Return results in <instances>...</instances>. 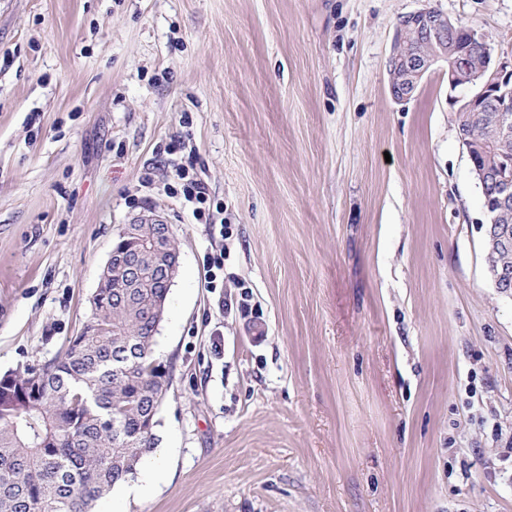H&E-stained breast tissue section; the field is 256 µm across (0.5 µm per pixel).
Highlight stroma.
Listing matches in <instances>:
<instances>
[{"mask_svg":"<svg viewBox=\"0 0 512 512\" xmlns=\"http://www.w3.org/2000/svg\"><path fill=\"white\" fill-rule=\"evenodd\" d=\"M428 7L512 56V0H0V375L63 350L132 217L180 253L166 470L94 512H512L478 180L447 79L389 89ZM189 158L223 236L164 190Z\"/></svg>","mask_w":512,"mask_h":512,"instance_id":"1","label":"stroma"}]
</instances>
